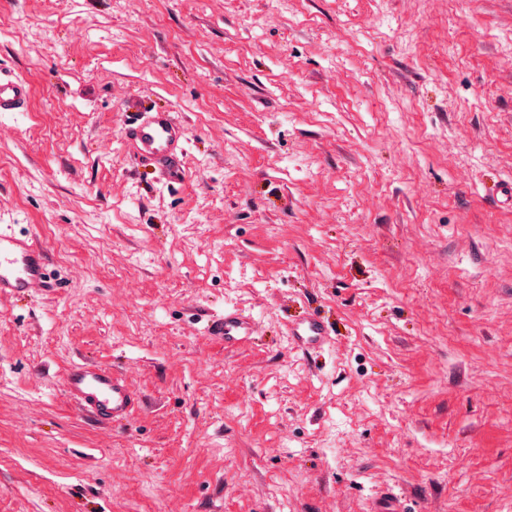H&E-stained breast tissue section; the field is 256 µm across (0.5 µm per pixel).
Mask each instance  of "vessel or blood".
<instances>
[{
    "mask_svg": "<svg viewBox=\"0 0 512 512\" xmlns=\"http://www.w3.org/2000/svg\"><path fill=\"white\" fill-rule=\"evenodd\" d=\"M31 97L28 82L0 76V112L25 109ZM141 156L165 167L171 176L181 173L179 145L186 138L184 125L169 111L135 113L125 129ZM44 250L32 238L0 230V295L21 296L34 288L50 287ZM250 325L228 314L214 326L216 335L231 343L248 335ZM70 395L99 422L110 424L130 416L135 394L111 368L81 363L70 367L64 378Z\"/></svg>",
    "mask_w": 512,
    "mask_h": 512,
    "instance_id": "obj_1",
    "label": "vessel or blood"
}]
</instances>
